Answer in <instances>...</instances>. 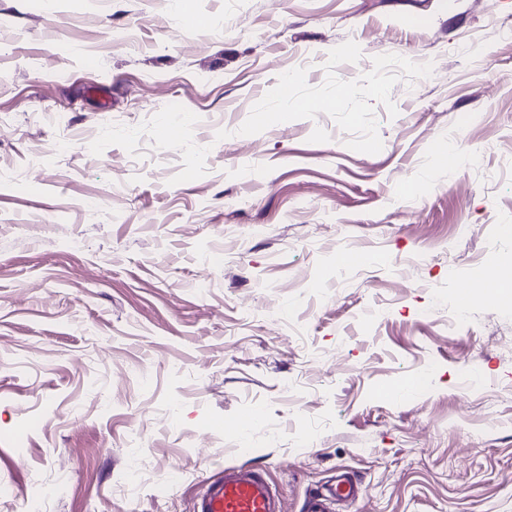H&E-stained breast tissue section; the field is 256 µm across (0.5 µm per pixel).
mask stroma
Segmentation results:
<instances>
[{
  "label": "stroma",
  "mask_w": 512,
  "mask_h": 512,
  "mask_svg": "<svg viewBox=\"0 0 512 512\" xmlns=\"http://www.w3.org/2000/svg\"><path fill=\"white\" fill-rule=\"evenodd\" d=\"M510 15L0 0V512H194L227 467L282 512L339 470L334 512H512V302L448 329L461 282L512 277ZM298 66L335 108L283 107Z\"/></svg>",
  "instance_id": "stroma-1"
}]
</instances>
